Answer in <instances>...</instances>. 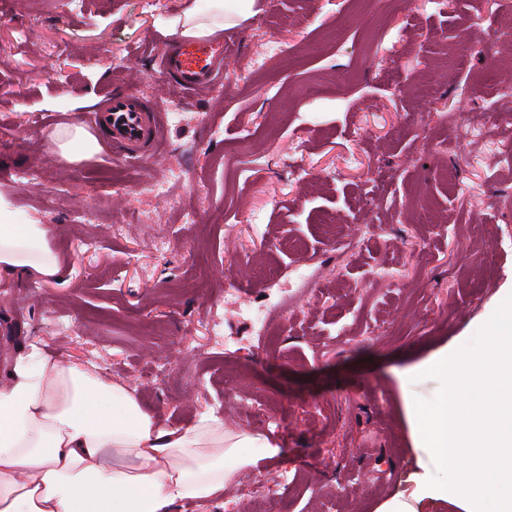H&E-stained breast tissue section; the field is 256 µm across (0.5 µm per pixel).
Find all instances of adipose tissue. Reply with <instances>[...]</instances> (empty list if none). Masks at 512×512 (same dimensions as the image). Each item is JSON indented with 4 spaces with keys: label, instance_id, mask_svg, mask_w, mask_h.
<instances>
[{
    "label": "adipose tissue",
    "instance_id": "adipose-tissue-1",
    "mask_svg": "<svg viewBox=\"0 0 512 512\" xmlns=\"http://www.w3.org/2000/svg\"><path fill=\"white\" fill-rule=\"evenodd\" d=\"M256 5L195 0L166 31L204 38L247 20ZM51 138L70 161L99 150L77 125L58 126ZM2 273L53 280L63 264L47 225L0 206ZM30 357L0 386V512H176L222 497L239 475L281 452L263 433L227 430L212 415L164 426L124 384L36 347ZM394 378L415 465L375 512H512V282L483 319ZM425 378L445 392L417 400L413 390Z\"/></svg>",
    "mask_w": 512,
    "mask_h": 512
}]
</instances>
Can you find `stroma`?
Here are the masks:
<instances>
[{"mask_svg": "<svg viewBox=\"0 0 512 512\" xmlns=\"http://www.w3.org/2000/svg\"><path fill=\"white\" fill-rule=\"evenodd\" d=\"M189 2L0 0V201L65 265L0 282V385L37 346L163 425L280 444L179 512L270 488L281 512H374L414 462L394 369L512 279V0H258L223 82L184 94L154 67ZM129 89L166 114L158 155L62 159L54 126Z\"/></svg>", "mask_w": 512, "mask_h": 512, "instance_id": "stroma-1", "label": "stroma"}]
</instances>
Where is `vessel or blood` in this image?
Listing matches in <instances>:
<instances>
[{"label":"vessel or blood","mask_w":512,"mask_h":512,"mask_svg":"<svg viewBox=\"0 0 512 512\" xmlns=\"http://www.w3.org/2000/svg\"><path fill=\"white\" fill-rule=\"evenodd\" d=\"M157 63L164 82L185 92L204 89L224 79L223 56L195 60L181 42L169 44ZM87 127L111 157H149L162 145L164 115L138 94H112L98 103Z\"/></svg>","instance_id":"vessel-or-blood-1"}]
</instances>
